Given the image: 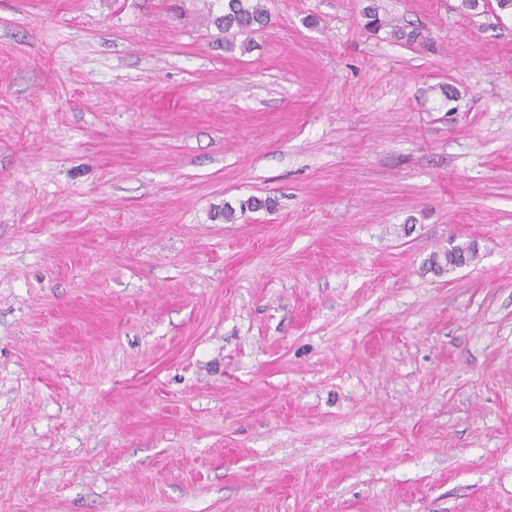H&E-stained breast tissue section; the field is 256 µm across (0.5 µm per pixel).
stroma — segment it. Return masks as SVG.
Segmentation results:
<instances>
[{
    "instance_id": "stroma-1",
    "label": "stroma",
    "mask_w": 512,
    "mask_h": 512,
    "mask_svg": "<svg viewBox=\"0 0 512 512\" xmlns=\"http://www.w3.org/2000/svg\"><path fill=\"white\" fill-rule=\"evenodd\" d=\"M263 3L0 0V512H512V16ZM224 2L223 14L215 17V22L224 29L225 45L233 48L234 37L253 32L268 24V14L262 0H213ZM475 242L470 241L453 243L450 241L448 248L430 254L427 264L430 269H435L437 274H445L454 271L457 267L467 265L477 257Z\"/></svg>"
}]
</instances>
